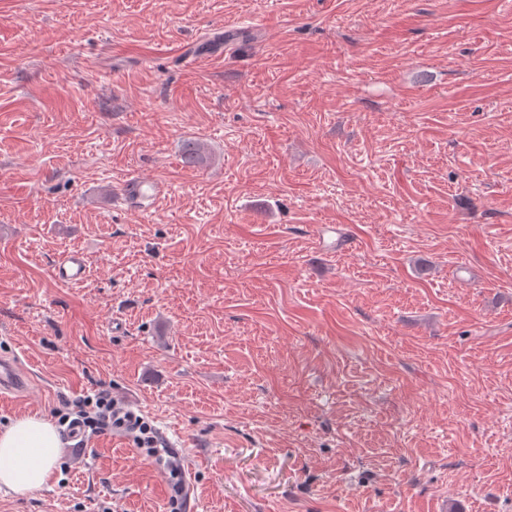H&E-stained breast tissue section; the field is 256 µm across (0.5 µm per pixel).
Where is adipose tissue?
<instances>
[{
    "mask_svg": "<svg viewBox=\"0 0 512 512\" xmlns=\"http://www.w3.org/2000/svg\"><path fill=\"white\" fill-rule=\"evenodd\" d=\"M61 451L51 422L24 417L0 429V492L24 495L51 478Z\"/></svg>",
    "mask_w": 512,
    "mask_h": 512,
    "instance_id": "1",
    "label": "adipose tissue"
}]
</instances>
